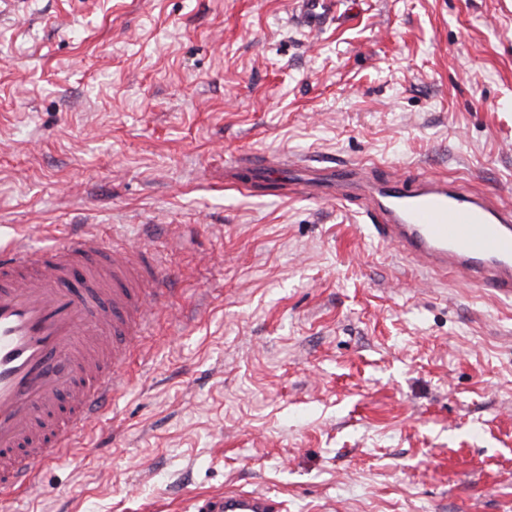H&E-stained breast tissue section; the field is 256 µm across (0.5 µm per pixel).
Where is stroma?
I'll use <instances>...</instances> for the list:
<instances>
[{"instance_id": "obj_1", "label": "stroma", "mask_w": 512, "mask_h": 512, "mask_svg": "<svg viewBox=\"0 0 512 512\" xmlns=\"http://www.w3.org/2000/svg\"><path fill=\"white\" fill-rule=\"evenodd\" d=\"M512 205V0H0V245L175 273L128 388L7 512H512V298L416 270L245 154ZM194 512H281L282 502L255 492L225 491L193 500Z\"/></svg>"}]
</instances>
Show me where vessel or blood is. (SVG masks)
<instances>
[{
    "label": "vessel or blood",
    "instance_id": "1",
    "mask_svg": "<svg viewBox=\"0 0 512 512\" xmlns=\"http://www.w3.org/2000/svg\"><path fill=\"white\" fill-rule=\"evenodd\" d=\"M258 182L357 200L380 242L417 266L512 296V208L443 176L373 177L369 168L240 156ZM171 294L158 252L110 235L0 248V502L68 456L127 384L154 304ZM194 512H282L267 495L198 497Z\"/></svg>",
    "mask_w": 512,
    "mask_h": 512
}]
</instances>
